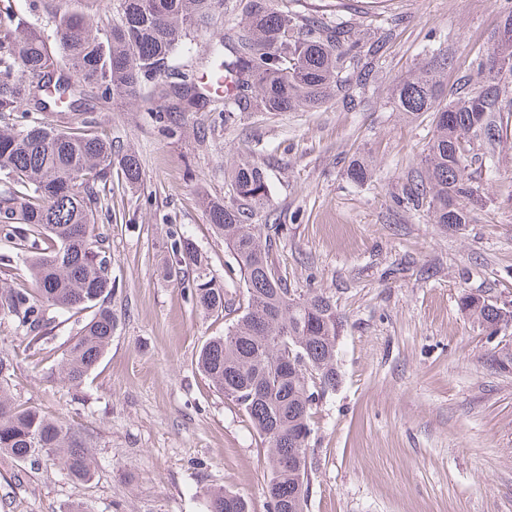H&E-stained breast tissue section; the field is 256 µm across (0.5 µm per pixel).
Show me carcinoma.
Returning <instances> with one entry per match:
<instances>
[{
	"instance_id": "1",
	"label": "carcinoma",
	"mask_w": 512,
	"mask_h": 512,
	"mask_svg": "<svg viewBox=\"0 0 512 512\" xmlns=\"http://www.w3.org/2000/svg\"><path fill=\"white\" fill-rule=\"evenodd\" d=\"M221 0H122L123 21L101 37L83 16L65 12L57 28L61 63L52 61L37 31L22 32L24 18L0 14V234L16 241L30 284H0V323L24 332L26 348L47 339L48 326L67 314L90 311L69 340L61 362L64 382L79 385L97 365L117 329V316L104 300L112 291V256L97 239V217L111 215L99 188L112 171V140L95 131L97 120L76 111L69 74L129 99L143 81L166 77L169 59L188 28L204 24ZM351 20L310 18L276 10L269 0H249L242 28L220 40L212 74L235 79L236 91L203 97L197 75H184L164 97L186 112L211 104L224 119L252 104L267 112L316 107L336 99L350 108L374 72L379 44L364 47L352 38ZM493 49L473 60L482 78L471 77L445 95L441 74L448 58L435 56L413 76L389 89L394 108L411 118L432 115L435 130L423 168L402 187L396 202L426 208L445 228L468 224L483 199L472 186L469 167L481 152L493 168L496 149L512 111L504 98L512 78V11L504 14ZM37 112H72L77 130L29 119ZM125 180L138 182L134 154L119 160ZM229 200L208 204L214 233L234 261L245 287L243 310L221 288L207 256L188 236L170 243L167 274L182 281L196 308L232 316L224 335L209 338L197 355L199 370L249 419L266 448L269 512H304L312 462L309 440L312 405L336 388V342L342 321L323 292L295 295L287 275L270 259L276 224L255 219L268 201L264 171L249 160L233 166ZM462 309L483 329L512 322V313L486 299L464 295ZM16 354L0 350V452L19 461L53 457L78 484L91 478L85 438L34 408L12 403L5 391ZM208 512H249L233 492L208 494Z\"/></svg>"
}]
</instances>
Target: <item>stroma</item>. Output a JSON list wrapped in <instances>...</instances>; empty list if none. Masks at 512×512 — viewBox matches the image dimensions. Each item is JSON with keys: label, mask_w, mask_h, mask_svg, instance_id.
Returning a JSON list of instances; mask_svg holds the SVG:
<instances>
[{"label": "stroma", "mask_w": 512, "mask_h": 512, "mask_svg": "<svg viewBox=\"0 0 512 512\" xmlns=\"http://www.w3.org/2000/svg\"><path fill=\"white\" fill-rule=\"evenodd\" d=\"M109 33L121 0H53ZM247 0H226L192 29L170 71L196 69L208 48L245 19ZM358 37L382 41L373 82L355 110L328 102L291 112L252 109L232 119L203 109L178 116L177 136L157 119L166 103L144 87L137 100L86 89L88 106L141 177L113 166L112 217L96 232L112 256L107 303L119 326L99 364L76 387L59 363L77 323L55 327L43 350L20 360L16 403L79 431L93 476L78 485L57 462L0 454V512H207L206 493L243 495L268 512L265 450L246 415L198 371L204 340L224 333L223 314L193 307L164 260L172 231L195 240L228 292L241 291L209 224L206 202L227 195L238 157L266 174L258 221L279 224L272 260L298 292L333 297L343 326L340 383L313 406L312 473L305 512H512V371L492 353L512 349V327L488 335L462 311L475 294L512 304V137L496 170L472 176L485 201L454 229L393 200L427 153L431 117L393 110L390 86L438 53L455 88L512 0H363ZM368 157L371 182L348 180Z\"/></svg>", "instance_id": "obj_1"}]
</instances>
